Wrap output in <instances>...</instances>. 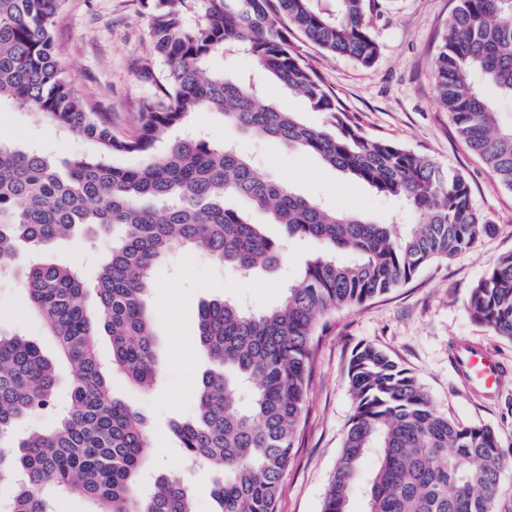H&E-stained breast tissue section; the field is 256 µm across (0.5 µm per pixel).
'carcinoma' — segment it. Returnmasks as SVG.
<instances>
[{"label": "carcinoma", "instance_id": "carcinoma-1", "mask_svg": "<svg viewBox=\"0 0 512 512\" xmlns=\"http://www.w3.org/2000/svg\"><path fill=\"white\" fill-rule=\"evenodd\" d=\"M64 0H0V98L43 115L58 129L96 142L104 154L146 157L116 167L74 157L65 170L46 156L0 145V270L19 276L30 306L76 368L70 401L51 431L28 430L15 455L0 453V478L23 476L0 512H55L73 495L90 512H195L187 486L161 476L139 493L149 464L144 416L114 396L121 371L143 389L163 363L147 304L150 272L170 251L189 248L248 275L273 269L283 244L234 208L247 199L289 240H315L281 303L252 312L231 297L201 305L196 346L213 361L196 390V415L173 420L185 457L219 471L218 512H276L280 481L292 460L315 369L321 319L360 306L410 281L435 260L471 249L495 226L472 205L465 177L405 146L365 138L291 42L298 33L333 56L372 65L375 0H143L154 59L162 65L152 96L139 106L138 133L112 134L91 111L53 43ZM242 50L288 92L327 115L321 127L264 101L250 83L209 72L217 52ZM434 79L439 108L457 134L512 190V125L498 101L512 100V0H459L442 36ZM216 111L238 129L318 155L377 193L413 209L418 220L398 234L393 224L326 207L269 178L232 147L176 140L155 152L160 135L190 114ZM120 229L98 269L94 305L79 271L45 259L57 240L90 241ZM471 320L512 341V253L500 256L468 291ZM109 337L112 359L99 357ZM354 412L322 512H349L350 494L375 454L366 512H493L501 442L489 426L464 425L437 412L417 378L385 351L361 343L347 366ZM53 363L37 343L0 330V447L16 423L55 407Z\"/></svg>", "mask_w": 512, "mask_h": 512}]
</instances>
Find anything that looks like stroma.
<instances>
[{"label":"stroma","mask_w":512,"mask_h":512,"mask_svg":"<svg viewBox=\"0 0 512 512\" xmlns=\"http://www.w3.org/2000/svg\"><path fill=\"white\" fill-rule=\"evenodd\" d=\"M372 34L380 54L372 66L322 52L296 39L295 46L340 101L351 120L371 139L395 141L427 156L438 166L468 180L475 210L496 226L452 260H439L411 281L386 295L352 309L336 311L320 338L316 368L307 393L306 423L294 457L284 473L277 512H321L325 493L341 454L354 400L347 365L352 349L370 343L408 368L431 398L435 409L462 424L487 425L503 445L500 493L495 512H512V389L485 401L461 383L450 356L452 344L483 345L512 370V341L470 320L465 296L497 258L512 251V190L502 186L458 137L448 113L437 105L434 61L458 0H378ZM149 16L141 0H65L56 20L54 39L63 68L74 78L79 96L112 122L114 135L125 138L139 126L138 103L154 91L140 68L151 53ZM207 70L232 71L259 86L265 99L295 113L305 124H324V113L313 111L300 96L290 94L247 55L215 54ZM189 131L215 146L232 144L270 177L294 192L387 222L392 204L373 188L325 167L318 157L278 142L244 134L216 112L192 115ZM0 142L34 150L64 162L76 156L95 157L93 141L66 135L36 113L11 100L0 101ZM283 262L275 269L243 280L204 256L183 249L171 251L153 269L148 295L160 340L163 373L149 390L131 385L120 372L112 374L114 394L145 415L154 464L139 479L148 484L160 476L176 477L189 488L195 512H216L211 495L216 472L183 457L169 424L193 417L196 386L209 368L207 356L193 346L200 306L226 295L243 298L255 310L278 306L289 283L318 251L314 242L284 241ZM112 246L105 238L96 246L82 238L60 240L54 260L80 267L87 290H94L97 269ZM0 329L19 332L54 357L56 341L48 336L31 310L19 281L0 279Z\"/></svg>","instance_id":"obj_1"}]
</instances>
